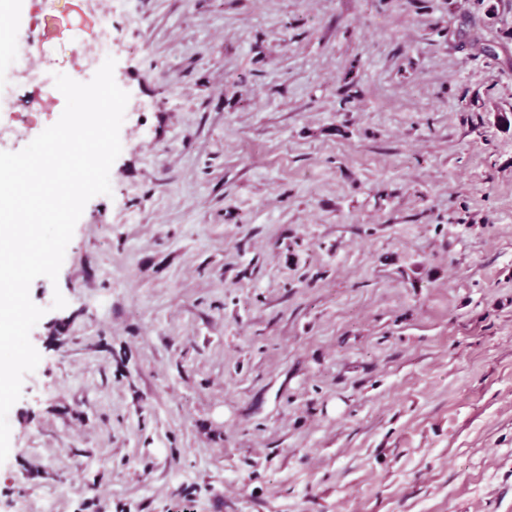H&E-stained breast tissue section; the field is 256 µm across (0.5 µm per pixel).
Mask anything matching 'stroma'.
<instances>
[{"label": "stroma", "mask_w": 512, "mask_h": 512, "mask_svg": "<svg viewBox=\"0 0 512 512\" xmlns=\"http://www.w3.org/2000/svg\"><path fill=\"white\" fill-rule=\"evenodd\" d=\"M14 2L0 88L71 74L87 0ZM111 20L122 150L30 286L0 512H512V0Z\"/></svg>", "instance_id": "obj_1"}]
</instances>
